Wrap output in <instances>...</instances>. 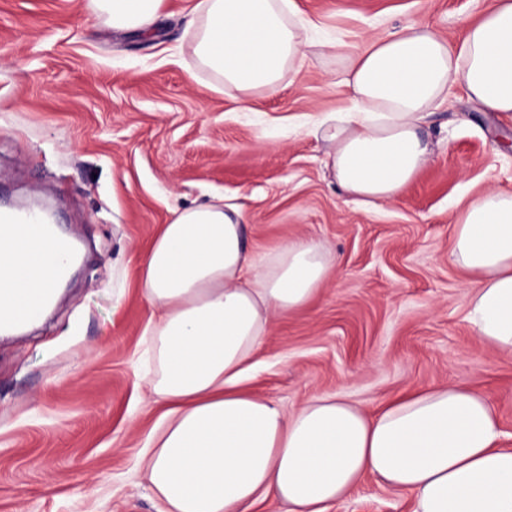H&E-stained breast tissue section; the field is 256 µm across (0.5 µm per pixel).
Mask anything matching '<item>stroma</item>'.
Instances as JSON below:
<instances>
[{"mask_svg":"<svg viewBox=\"0 0 512 512\" xmlns=\"http://www.w3.org/2000/svg\"><path fill=\"white\" fill-rule=\"evenodd\" d=\"M197 2L164 0L137 35L88 0H0V200L51 206L87 247L40 322L0 333V512H159L138 469L161 412L136 366L152 319L139 266L172 208L220 197L243 212L255 256L309 239L333 259L315 300L275 319L250 390L287 412L340 395L373 414L474 386L512 448V354L477 338L449 260L452 200L512 193V118L455 85L427 124L429 164L368 208L347 200L307 132L346 106L332 41L422 19L453 43L491 0H294L316 24L306 58L277 93L243 102L186 69ZM329 512H413V497L369 475Z\"/></svg>","mask_w":512,"mask_h":512,"instance_id":"1","label":"stroma"}]
</instances>
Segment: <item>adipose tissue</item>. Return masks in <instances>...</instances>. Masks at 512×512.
I'll use <instances>...</instances> for the list:
<instances>
[{"label":"adipose tissue","mask_w":512,"mask_h":512,"mask_svg":"<svg viewBox=\"0 0 512 512\" xmlns=\"http://www.w3.org/2000/svg\"><path fill=\"white\" fill-rule=\"evenodd\" d=\"M113 28L150 31L163 0H90ZM312 22L292 0H201L189 23L194 61L231 95L276 92L302 65ZM348 106L312 133L349 197L395 199L431 158L424 127L455 84L484 111L512 113V0H493L456 43L411 21L344 53ZM450 259L468 275L467 319L477 337L512 353V194L491 188L456 200ZM0 316L20 291L62 265L32 238H0ZM331 261L299 239L255 258L233 205L173 209L144 252L139 288L153 308L152 383L163 411L142 456L162 512H250L270 498L290 512H327L367 474L410 492L413 512H512V448L481 392L448 385L369 416L343 398L295 411L243 390L274 316L308 304Z\"/></svg>","instance_id":"adipose-tissue-1"}]
</instances>
